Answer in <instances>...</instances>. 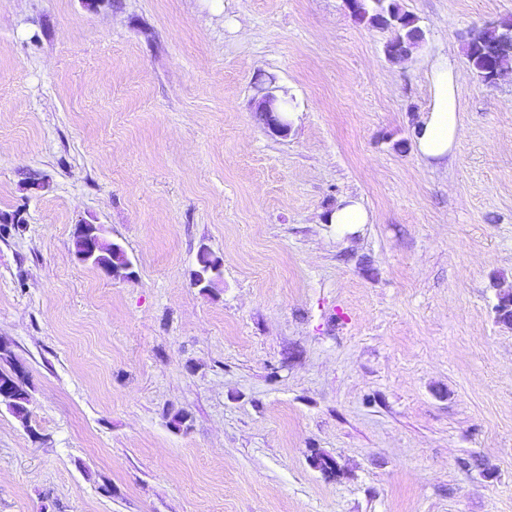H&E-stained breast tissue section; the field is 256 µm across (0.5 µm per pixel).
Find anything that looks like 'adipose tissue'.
Here are the masks:
<instances>
[{"label": "adipose tissue", "instance_id": "1", "mask_svg": "<svg viewBox=\"0 0 512 512\" xmlns=\"http://www.w3.org/2000/svg\"><path fill=\"white\" fill-rule=\"evenodd\" d=\"M431 103L415 130V149L428 164L447 165L462 134L458 90L462 75L443 55L430 63Z\"/></svg>", "mask_w": 512, "mask_h": 512}]
</instances>
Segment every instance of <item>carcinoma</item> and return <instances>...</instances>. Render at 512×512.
Masks as SVG:
<instances>
[{
    "label": "carcinoma",
    "mask_w": 512,
    "mask_h": 512,
    "mask_svg": "<svg viewBox=\"0 0 512 512\" xmlns=\"http://www.w3.org/2000/svg\"><path fill=\"white\" fill-rule=\"evenodd\" d=\"M352 15L359 21L367 22L375 27L379 19L385 17L391 21L395 31V39L407 51H412L421 43L423 30L415 17L402 10L397 0H358L351 7ZM512 33L511 23L487 25L476 29L468 38L465 55L469 66L487 84L493 85L508 71V64L512 62V43L504 44V37ZM130 263L123 247L101 236L99 251L87 260V264L98 270L112 269L115 274L124 272ZM223 260L211 251L198 254V268L204 276L205 283L202 288L215 287L221 280ZM12 372L0 371V382L13 384V396L7 400L0 399V404L6 405L12 414L22 421L29 416L30 393L28 390V377L22 374L17 379L11 378Z\"/></svg>",
    "instance_id": "carcinoma-1"
}]
</instances>
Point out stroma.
<instances>
[{
    "label": "stroma",
    "mask_w": 512,
    "mask_h": 512,
    "mask_svg": "<svg viewBox=\"0 0 512 512\" xmlns=\"http://www.w3.org/2000/svg\"><path fill=\"white\" fill-rule=\"evenodd\" d=\"M398 2L420 60L345 0H0V344L31 395L0 405V512H512V72L464 55L512 0ZM439 54L463 130L433 169ZM347 195L372 221L342 234ZM85 221L133 279L76 260ZM429 68L431 103L420 117L414 140L417 154L438 168L448 164L461 138L458 90L462 74L441 54L433 58ZM284 98L287 100L286 96H284ZM278 99L274 94L268 92L260 99L257 111L261 112L264 116L265 126L268 131L273 135L282 136V132L287 129L290 124L289 114L291 112L288 113L287 119L286 116L283 115L284 111H282L278 106ZM287 101L280 100L283 107ZM324 224H336V229L344 230L354 225L371 223V214L360 199L344 197L324 216ZM197 260L198 268L196 270L201 272L205 279V283L200 288H215V286L221 280L223 267L222 258L209 250L199 252ZM203 276L200 275L201 280H203ZM0 361H4L10 365V371H0V382H11L13 384L14 393L10 399H0V404H5L12 414L22 421H26L29 416L30 393L28 390V377L25 372L16 380L11 378L12 372L16 364L14 353L9 348L0 346Z\"/></svg>",
    "instance_id": "35a3bbf8"
}]
</instances>
